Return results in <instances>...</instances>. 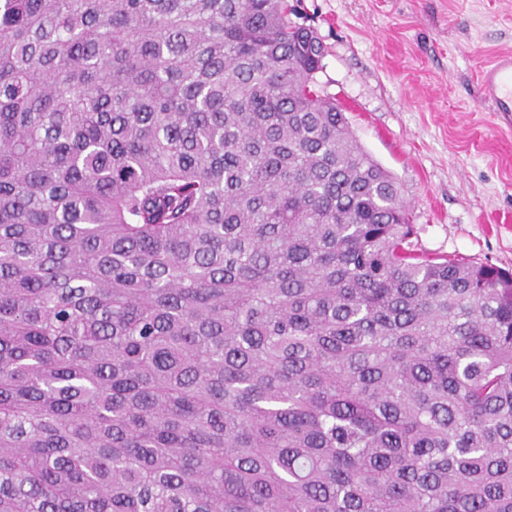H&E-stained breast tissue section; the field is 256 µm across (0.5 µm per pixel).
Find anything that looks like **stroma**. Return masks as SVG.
Segmentation results:
<instances>
[{
    "label": "stroma",
    "instance_id": "stroma-1",
    "mask_svg": "<svg viewBox=\"0 0 512 512\" xmlns=\"http://www.w3.org/2000/svg\"><path fill=\"white\" fill-rule=\"evenodd\" d=\"M320 89L413 210L412 246L512 270V127L478 72L512 51V0H288Z\"/></svg>",
    "mask_w": 512,
    "mask_h": 512
}]
</instances>
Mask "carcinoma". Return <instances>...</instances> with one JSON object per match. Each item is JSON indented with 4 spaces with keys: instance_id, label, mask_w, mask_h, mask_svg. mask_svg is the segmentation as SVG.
I'll return each mask as SVG.
<instances>
[{
    "instance_id": "obj_1",
    "label": "carcinoma",
    "mask_w": 512,
    "mask_h": 512,
    "mask_svg": "<svg viewBox=\"0 0 512 512\" xmlns=\"http://www.w3.org/2000/svg\"><path fill=\"white\" fill-rule=\"evenodd\" d=\"M290 14L0 0V512H512V272Z\"/></svg>"
}]
</instances>
